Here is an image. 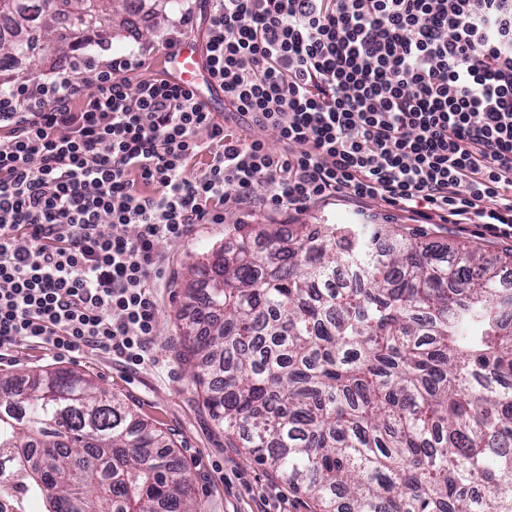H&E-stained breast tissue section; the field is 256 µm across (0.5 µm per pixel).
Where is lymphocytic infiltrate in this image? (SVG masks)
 Instances as JSON below:
<instances>
[{
    "mask_svg": "<svg viewBox=\"0 0 512 512\" xmlns=\"http://www.w3.org/2000/svg\"><path fill=\"white\" fill-rule=\"evenodd\" d=\"M203 23L225 112L274 129L283 154L225 133L182 86L131 79L141 48L0 89V349L144 363L158 246L221 223L230 185L512 238V0H209Z\"/></svg>",
    "mask_w": 512,
    "mask_h": 512,
    "instance_id": "lymphocytic-infiltrate-1",
    "label": "lymphocytic infiltrate"
}]
</instances>
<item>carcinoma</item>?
I'll use <instances>...</instances> for the list:
<instances>
[{"instance_id": "obj_1", "label": "carcinoma", "mask_w": 512, "mask_h": 512, "mask_svg": "<svg viewBox=\"0 0 512 512\" xmlns=\"http://www.w3.org/2000/svg\"><path fill=\"white\" fill-rule=\"evenodd\" d=\"M0 0V72L132 0ZM186 284L214 420L319 512H512V287L376 225L235 224ZM165 433L89 374L0 377V512H202Z\"/></svg>"}]
</instances>
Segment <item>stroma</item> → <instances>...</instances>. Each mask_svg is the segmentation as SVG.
<instances>
[{"label": "stroma", "instance_id": "35a3bbf8", "mask_svg": "<svg viewBox=\"0 0 512 512\" xmlns=\"http://www.w3.org/2000/svg\"><path fill=\"white\" fill-rule=\"evenodd\" d=\"M177 16L171 0H142L134 10L116 6L106 15L100 57L145 47L147 63L134 76L156 77L169 52L166 39ZM69 69L62 52L51 45L37 56L19 60L12 72L0 77V85L37 81ZM227 193L223 223L194 225L188 236L163 242L158 248L159 261L147 282L158 310L149 362L127 364L96 346L66 352L24 342L0 356V376H21L38 369L75 368L89 373L173 441L193 472V492L204 512H315L308 496L294 491L244 449L233 447L204 404L188 366L179 359V315L190 265L201 254L223 245L236 224H382L421 233L426 243L465 246L491 260L512 245V238L495 235L478 223H421L378 200L359 204L336 198L293 211L258 206L239 196L232 186Z\"/></svg>", "mask_w": 512, "mask_h": 512}]
</instances>
